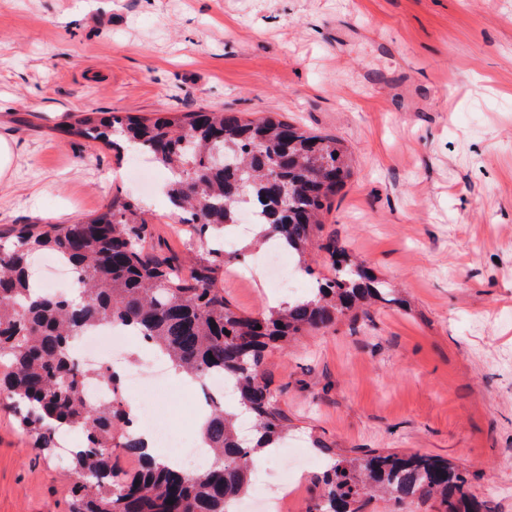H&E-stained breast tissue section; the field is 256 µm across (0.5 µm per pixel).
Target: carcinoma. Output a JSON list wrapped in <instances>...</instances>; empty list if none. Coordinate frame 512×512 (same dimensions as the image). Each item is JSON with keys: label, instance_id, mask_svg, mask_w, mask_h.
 Listing matches in <instances>:
<instances>
[{"label": "carcinoma", "instance_id": "cac0c4a2", "mask_svg": "<svg viewBox=\"0 0 512 512\" xmlns=\"http://www.w3.org/2000/svg\"><path fill=\"white\" fill-rule=\"evenodd\" d=\"M58 130L115 152L134 143L169 171L162 192L198 251L183 261L157 254L147 211L121 193L89 218L0 233V394L41 451L57 447L62 429L82 431L70 451L69 512H228L247 494L255 457L288 435V416L263 369L269 346L342 317L356 321L376 301L403 304L337 240L318 242L324 208L352 175L346 149L272 113L245 120L205 109L154 117L87 112ZM244 205L256 211L264 242L284 244L316 283L310 295L257 316L224 296V267L239 258L224 253V233ZM315 248L328 255L331 275L307 263ZM41 250L74 270L79 300L33 288L29 259ZM109 324L136 331L197 383L224 375L252 419L251 438L240 436L238 414L214 401L202 428L207 468L186 474L144 454L130 431L119 373L82 368L71 353L74 340ZM90 376L110 387L112 400L87 401ZM126 456L138 460L132 472L120 465ZM316 484L308 512H361L356 504L372 490L398 502L437 498L444 512L482 507L462 472L436 456L341 458Z\"/></svg>", "mask_w": 512, "mask_h": 512}]
</instances>
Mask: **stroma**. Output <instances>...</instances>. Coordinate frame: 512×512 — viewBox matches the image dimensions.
<instances>
[{
	"label": "stroma",
	"instance_id": "stroma-1",
	"mask_svg": "<svg viewBox=\"0 0 512 512\" xmlns=\"http://www.w3.org/2000/svg\"><path fill=\"white\" fill-rule=\"evenodd\" d=\"M200 108L336 136L353 175L320 237L407 302L268 352L288 512H307L333 455L375 451L448 459L484 512H512V0H0V136L20 154L0 232L140 197L119 177L136 150L59 124ZM145 207L157 247L187 258L165 198ZM311 286L228 276L224 295L255 315ZM67 465L0 399V512H68Z\"/></svg>",
	"mask_w": 512,
	"mask_h": 512
}]
</instances>
